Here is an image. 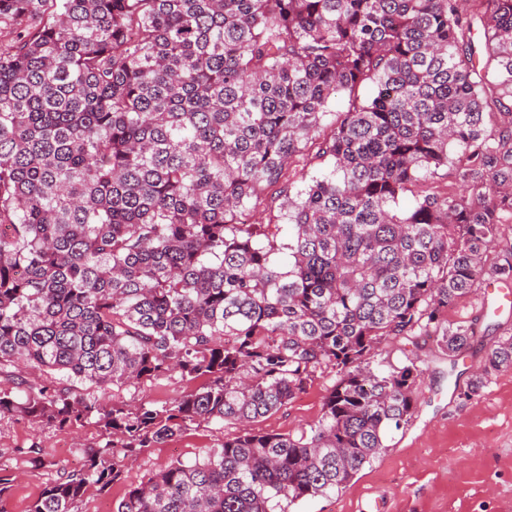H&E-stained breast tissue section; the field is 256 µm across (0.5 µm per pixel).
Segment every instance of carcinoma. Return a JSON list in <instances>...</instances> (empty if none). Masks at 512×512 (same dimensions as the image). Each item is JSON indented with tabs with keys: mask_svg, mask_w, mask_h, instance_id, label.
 Here are the masks:
<instances>
[{
	"mask_svg": "<svg viewBox=\"0 0 512 512\" xmlns=\"http://www.w3.org/2000/svg\"><path fill=\"white\" fill-rule=\"evenodd\" d=\"M0 417L105 445L32 512H74L192 428L239 434L114 512H286L341 489L413 416L423 370L383 341L478 339L448 308L512 288V0H0ZM371 83L374 94L358 90ZM349 97L347 111L331 100ZM326 166L291 193L288 170ZM462 191L420 190L439 168ZM413 193L410 207L400 199ZM268 200L292 229L254 224ZM512 368V335L486 377ZM336 379L297 433L246 429ZM193 387L110 404L57 386ZM185 389L186 384L180 380L179 376L175 375L171 378L157 380L152 384H148L141 392L134 395L133 389L131 392L124 390L114 393L116 398L119 399L130 400L135 397L137 402L161 403L174 398Z\"/></svg>",
	"mask_w": 512,
	"mask_h": 512,
	"instance_id": "obj_1",
	"label": "carcinoma"
}]
</instances>
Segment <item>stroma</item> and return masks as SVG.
Returning <instances> with one entry per match:
<instances>
[{
    "instance_id": "1",
    "label": "stroma",
    "mask_w": 512,
    "mask_h": 512,
    "mask_svg": "<svg viewBox=\"0 0 512 512\" xmlns=\"http://www.w3.org/2000/svg\"><path fill=\"white\" fill-rule=\"evenodd\" d=\"M473 319L484 342L493 343L512 333V302L502 289L485 287L448 310L449 322ZM412 360L424 377L408 424L392 431L383 452L344 488L291 505L288 512H512V369L492 373L469 397L467 386L483 365L480 349L460 357L454 382L448 379L447 355L431 340L420 347L391 340L380 347L375 364L387 371ZM334 380L330 372L317 375L299 398L253 423V430L286 434L315 422ZM235 432L231 425L200 427L132 456L123 481L103 491L90 489L76 512H113L130 487L177 460L194 459ZM103 443L92 423L47 428L18 416L0 418V471L14 478L0 496V512H31L46 484L82 465V449ZM33 445L47 449V464L24 456V448Z\"/></svg>"
}]
</instances>
